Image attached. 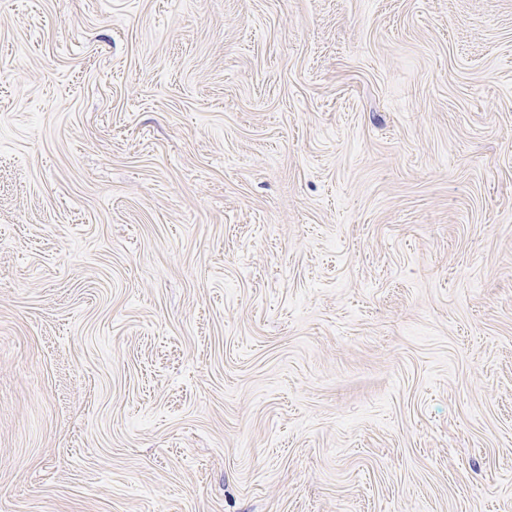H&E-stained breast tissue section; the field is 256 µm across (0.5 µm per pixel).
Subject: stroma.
<instances>
[{
	"instance_id": "stroma-1",
	"label": "stroma",
	"mask_w": 512,
	"mask_h": 512,
	"mask_svg": "<svg viewBox=\"0 0 512 512\" xmlns=\"http://www.w3.org/2000/svg\"><path fill=\"white\" fill-rule=\"evenodd\" d=\"M0 512H512V0H0Z\"/></svg>"
}]
</instances>
